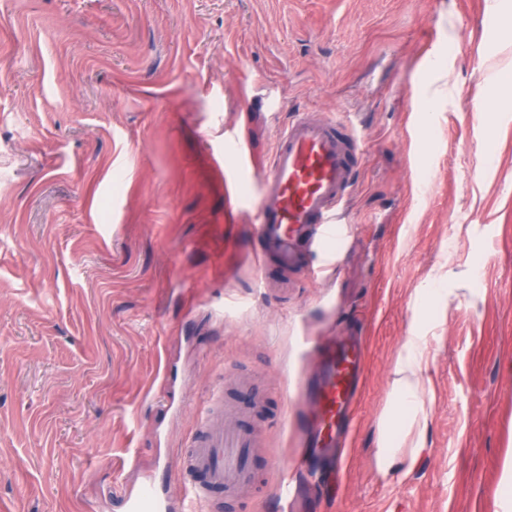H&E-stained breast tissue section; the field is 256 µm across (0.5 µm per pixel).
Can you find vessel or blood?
Instances as JSON below:
<instances>
[{
  "instance_id": "b4317fda",
  "label": "vessel or blood",
  "mask_w": 512,
  "mask_h": 512,
  "mask_svg": "<svg viewBox=\"0 0 512 512\" xmlns=\"http://www.w3.org/2000/svg\"><path fill=\"white\" fill-rule=\"evenodd\" d=\"M358 134L341 135L335 120L300 112L282 127L260 168V198L253 232L264 256L292 268L301 259L344 240L343 205L354 184L351 157L359 148ZM323 371L304 378L300 396L313 419L299 428L300 450L291 462L274 460L281 475L275 486L282 512L299 498L297 475L314 477L315 452L336 445V433L349 428L351 402L360 382L364 348L354 342L339 347L326 337L314 341ZM230 412L212 403L201 418L205 437L188 450L187 463L199 476L174 492L155 483L143 484L123 501L125 512H219L209 491L216 486L235 494L251 485L252 474L239 452L257 444L254 434L227 426Z\"/></svg>"
}]
</instances>
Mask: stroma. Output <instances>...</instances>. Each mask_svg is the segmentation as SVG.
<instances>
[{
  "instance_id": "35a3bbf8",
  "label": "stroma",
  "mask_w": 512,
  "mask_h": 512,
  "mask_svg": "<svg viewBox=\"0 0 512 512\" xmlns=\"http://www.w3.org/2000/svg\"><path fill=\"white\" fill-rule=\"evenodd\" d=\"M510 63L512 0H0V512H124L217 396L260 438L255 489L213 500L280 512L269 461L295 451L278 421L317 336L361 337L363 380L296 512H500ZM308 111L361 136L348 244L316 280L251 228L257 163ZM412 331L431 361L397 434L423 448L385 474Z\"/></svg>"
}]
</instances>
